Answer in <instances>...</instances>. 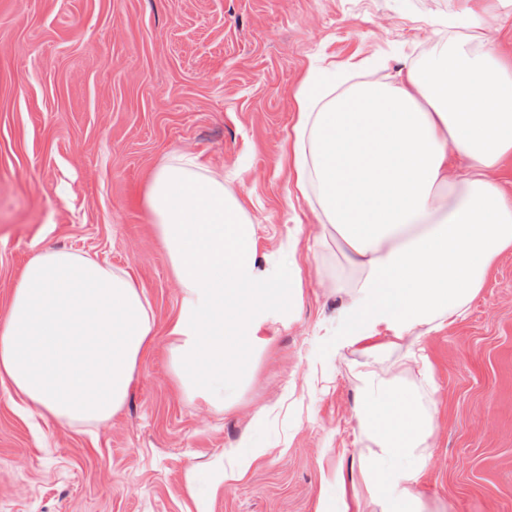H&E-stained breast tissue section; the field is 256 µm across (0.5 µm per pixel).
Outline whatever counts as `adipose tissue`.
Wrapping results in <instances>:
<instances>
[{"mask_svg":"<svg viewBox=\"0 0 512 512\" xmlns=\"http://www.w3.org/2000/svg\"><path fill=\"white\" fill-rule=\"evenodd\" d=\"M454 24L467 34L445 66L343 94L311 72L296 94L288 168L329 237L348 248L335 277L348 283L355 340L373 360L408 343L420 374L409 388L361 376L368 500L344 512L366 503L423 512L413 486L437 407L432 366L414 346L421 328L462 319L512 249V197L498 178L512 161V60L492 52L478 18ZM143 205L184 292L167 327L172 381L209 404H235L267 343L261 318L279 299L260 285L255 226L223 179L184 154L154 170ZM153 341L151 304L129 273L47 251L24 267L0 320V382L42 418L99 423L122 409Z\"/></svg>","mask_w":512,"mask_h":512,"instance_id":"adipose-tissue-1","label":"adipose tissue"}]
</instances>
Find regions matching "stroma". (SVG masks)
I'll use <instances>...</instances> for the list:
<instances>
[{"label": "stroma", "instance_id": "stroma-1", "mask_svg": "<svg viewBox=\"0 0 512 512\" xmlns=\"http://www.w3.org/2000/svg\"><path fill=\"white\" fill-rule=\"evenodd\" d=\"M480 16L490 39L512 5L483 0H0V316L47 249L131 273L158 334L112 419L70 426L29 413L0 384V512H340L325 487L364 490L356 418L366 369L402 373L406 349L368 363L351 340L341 258L281 165L310 70L397 85L446 51L448 20ZM189 154L240 198L262 285L298 289L269 308L255 374L218 408L171 382L167 322L183 288L141 198L165 158ZM436 426L415 490L427 512H512V250L464 319L426 332ZM269 447L225 480L245 440ZM217 486L206 507L186 489ZM187 488L194 499L205 502L207 496L214 490V483L209 475L193 470L189 473Z\"/></svg>", "mask_w": 512, "mask_h": 512}]
</instances>
